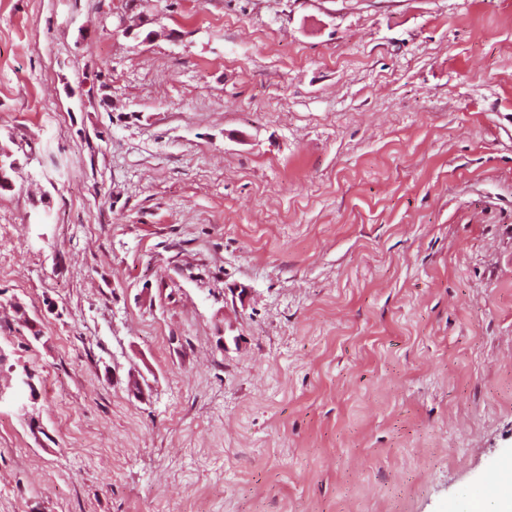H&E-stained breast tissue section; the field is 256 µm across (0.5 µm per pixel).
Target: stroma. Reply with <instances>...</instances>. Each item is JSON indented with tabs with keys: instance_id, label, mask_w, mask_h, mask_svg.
Here are the masks:
<instances>
[{
	"instance_id": "obj_1",
	"label": "stroma",
	"mask_w": 512,
	"mask_h": 512,
	"mask_svg": "<svg viewBox=\"0 0 512 512\" xmlns=\"http://www.w3.org/2000/svg\"><path fill=\"white\" fill-rule=\"evenodd\" d=\"M140 3L0 0V512H471L512 0Z\"/></svg>"
}]
</instances>
